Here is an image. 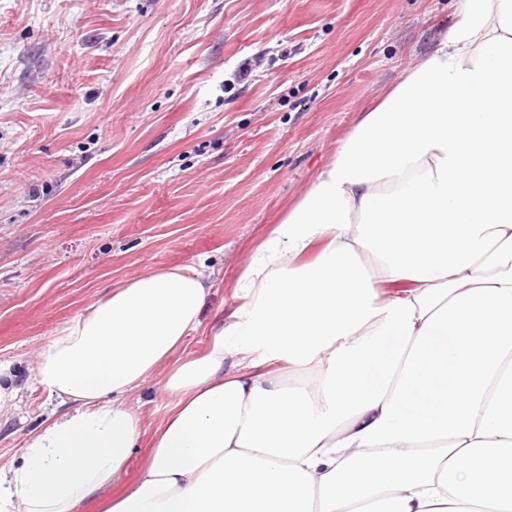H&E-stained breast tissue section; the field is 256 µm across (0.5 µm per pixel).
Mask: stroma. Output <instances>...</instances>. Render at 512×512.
Returning a JSON list of instances; mask_svg holds the SVG:
<instances>
[{"instance_id": "35a3bbf8", "label": "stroma", "mask_w": 512, "mask_h": 512, "mask_svg": "<svg viewBox=\"0 0 512 512\" xmlns=\"http://www.w3.org/2000/svg\"><path fill=\"white\" fill-rule=\"evenodd\" d=\"M452 0H0V463L57 407L38 351L112 289L186 265L204 320ZM170 364L129 398L145 431Z\"/></svg>"}]
</instances>
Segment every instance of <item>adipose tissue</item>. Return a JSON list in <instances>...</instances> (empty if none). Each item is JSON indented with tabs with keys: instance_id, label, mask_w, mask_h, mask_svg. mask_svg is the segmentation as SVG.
<instances>
[{
	"instance_id": "adipose-tissue-1",
	"label": "adipose tissue",
	"mask_w": 512,
	"mask_h": 512,
	"mask_svg": "<svg viewBox=\"0 0 512 512\" xmlns=\"http://www.w3.org/2000/svg\"><path fill=\"white\" fill-rule=\"evenodd\" d=\"M454 2L229 315L203 324L196 268L150 271L39 351L58 408L0 466V512H512V0ZM174 354L119 486L143 434L127 397ZM178 355H173L172 358L162 364L150 378V380L139 390L129 397V402L133 406H139V411L142 416V423L144 428V435L139 444V448H134L132 456L127 468L126 479L132 480L141 465L147 462L148 448L150 433L154 426L161 420L165 413V407L170 402L167 393L164 389L165 382L169 371L178 359Z\"/></svg>"
}]
</instances>
